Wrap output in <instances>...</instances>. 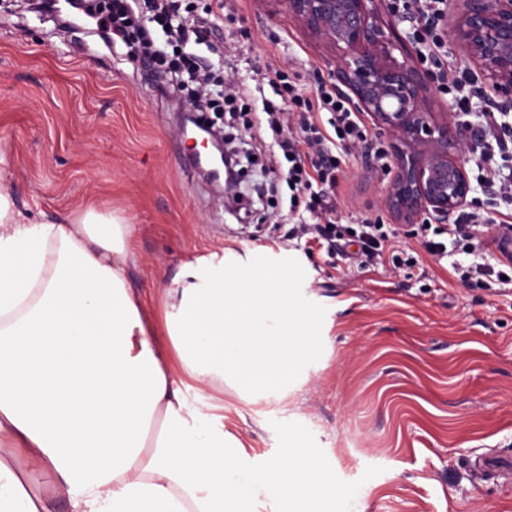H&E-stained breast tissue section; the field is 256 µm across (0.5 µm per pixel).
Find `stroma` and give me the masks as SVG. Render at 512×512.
Instances as JSON below:
<instances>
[{"label":"stroma","mask_w":512,"mask_h":512,"mask_svg":"<svg viewBox=\"0 0 512 512\" xmlns=\"http://www.w3.org/2000/svg\"><path fill=\"white\" fill-rule=\"evenodd\" d=\"M207 17V43L224 47L227 15L244 32L237 77L272 65L306 83L329 80L337 53L309 32L286 0H231ZM141 64L80 31L39 20L28 0H0V166L19 208L53 219L89 206L137 226L128 277L159 302L181 266L232 251L280 271L296 268L301 308L318 324L303 382L280 405L224 394V426L256 464L288 443L316 452L351 512H512V289L460 281L461 252L432 259L421 237L403 239L412 264L361 270L328 264L320 251L285 240L291 192L286 161L253 152L241 190L247 210L191 163L180 104L140 79ZM365 152L343 158L335 219L382 217L403 228L386 201L389 179Z\"/></svg>","instance_id":"35a3bbf8"}]
</instances>
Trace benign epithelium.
<instances>
[{
    "label": "benign epithelium",
    "instance_id": "obj_1",
    "mask_svg": "<svg viewBox=\"0 0 512 512\" xmlns=\"http://www.w3.org/2000/svg\"><path fill=\"white\" fill-rule=\"evenodd\" d=\"M381 2L288 0V8L340 52L330 72L334 84L393 140L392 205L407 224H444L468 204L470 182L456 155L472 128L430 111L431 81L414 63L410 39L381 21ZM448 37L477 68L487 97L511 102L512 0H448ZM206 133L201 147L228 160L224 139L211 128Z\"/></svg>",
    "mask_w": 512,
    "mask_h": 512
}]
</instances>
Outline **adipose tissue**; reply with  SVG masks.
I'll list each match as a JSON object with an SVG mask.
<instances>
[{"label":"adipose tissue","instance_id":"1","mask_svg":"<svg viewBox=\"0 0 512 512\" xmlns=\"http://www.w3.org/2000/svg\"><path fill=\"white\" fill-rule=\"evenodd\" d=\"M135 234L111 210L33 218L0 176V512H345L311 449L252 465L186 398L287 399L316 331L291 276L199 256L152 305Z\"/></svg>","mask_w":512,"mask_h":512}]
</instances>
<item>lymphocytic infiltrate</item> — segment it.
I'll return each mask as SVG.
<instances>
[{"mask_svg":"<svg viewBox=\"0 0 512 512\" xmlns=\"http://www.w3.org/2000/svg\"><path fill=\"white\" fill-rule=\"evenodd\" d=\"M138 0H112V11L98 15L94 35L104 43L136 46L144 59V77L156 83L170 81L173 91L193 88L191 111L208 112L224 109L229 118L251 111L262 85L273 88L280 104L263 103V122L274 145L288 161L287 183L292 190V209L307 213V221L292 225L286 239L304 240L306 245H318L328 257L340 256L357 267L364 268L391 253L393 267L403 263L399 255L397 229L385 226L382 218L364 219L358 224L339 225L332 217L330 203L337 186L341 160L337 146L357 148L367 143L366 129L357 112L335 89L318 83L309 92L300 85V75L279 68H267L262 84L244 82L230 84L223 100L212 99L198 88L199 68L194 58L184 52L195 26L173 27L179 16V0H153L152 25L139 23ZM395 12L407 17L422 16L424 23L415 27L412 38L420 47V62L437 83L439 91L449 96L453 109H472V79L462 68H451L447 62L448 47L443 39L442 25L448 19V0H393ZM487 139L480 150L483 165L477 177L478 186L492 188L505 206V217H512V175H503L490 160L495 151L512 145V132L506 131L495 113H484ZM494 220L474 206L460 211L452 222L434 228L433 239L425 243L426 251L435 257L447 254L449 248L460 249L467 255V265L459 266L460 280L472 276L504 279L512 285V274L500 268L501 254L512 248V241L499 237L497 253L480 246L482 234L493 231Z\"/></svg>","mask_w":512,"mask_h":512,"instance_id":"f902f5d3","label":"lymphocytic infiltrate"}]
</instances>
